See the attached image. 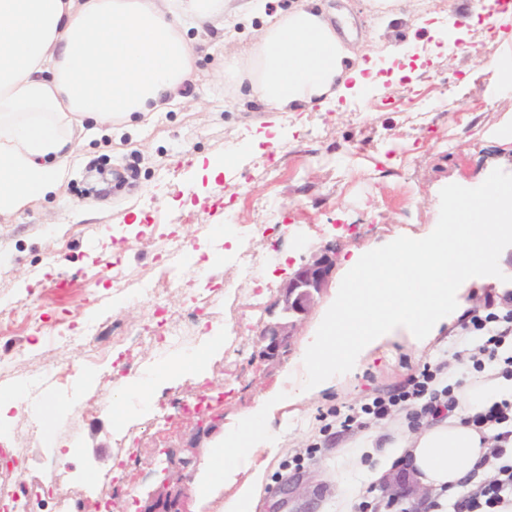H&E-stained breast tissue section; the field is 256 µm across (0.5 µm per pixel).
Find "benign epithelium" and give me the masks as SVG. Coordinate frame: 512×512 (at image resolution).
I'll return each instance as SVG.
<instances>
[{
  "instance_id": "obj_1",
  "label": "benign epithelium",
  "mask_w": 512,
  "mask_h": 512,
  "mask_svg": "<svg viewBox=\"0 0 512 512\" xmlns=\"http://www.w3.org/2000/svg\"><path fill=\"white\" fill-rule=\"evenodd\" d=\"M336 252L330 247L317 250L310 260L301 264L289 276L281 289L278 299L280 306L279 318L269 323L260 332L263 349L259 358L264 362L278 359L286 352L290 338L303 317L309 312L321 292L327 288L334 266ZM412 494L419 496L420 503L428 500L429 493L419 489L409 475L403 476L402 490L387 491L386 507L395 506L403 497Z\"/></svg>"
}]
</instances>
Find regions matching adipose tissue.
Wrapping results in <instances>:
<instances>
[{
	"label": "adipose tissue",
	"mask_w": 512,
	"mask_h": 512,
	"mask_svg": "<svg viewBox=\"0 0 512 512\" xmlns=\"http://www.w3.org/2000/svg\"><path fill=\"white\" fill-rule=\"evenodd\" d=\"M226 8V0H0V217L57 194L78 146L178 103L195 69L189 28L223 19ZM347 55L325 14L304 4L270 23L250 49V66L229 68L225 80L248 87L272 112L322 105L346 81L363 84L360 70L345 71ZM223 345V337H209L158 378L128 380L112 393L113 418L123 416L130 396L152 404L163 379H204L207 359ZM509 395L512 379L467 386L449 416L386 443L380 473L404 461L421 486L446 493L470 472L487 475L492 432L472 418ZM273 437L263 416L245 418L223 447L210 449L196 495L222 487L240 460Z\"/></svg>",
	"instance_id": "ef3b65f1"
}]
</instances>
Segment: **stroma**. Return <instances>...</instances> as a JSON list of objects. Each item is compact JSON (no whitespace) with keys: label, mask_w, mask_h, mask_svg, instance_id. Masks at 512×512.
<instances>
[{"label":"stroma","mask_w":512,"mask_h":512,"mask_svg":"<svg viewBox=\"0 0 512 512\" xmlns=\"http://www.w3.org/2000/svg\"><path fill=\"white\" fill-rule=\"evenodd\" d=\"M300 2L265 0L229 33L204 23L192 34L190 99L121 136L83 144L58 196L19 217H0V306L16 302L70 329L69 337L50 339L17 322L0 325V388L24 390L0 425V449L14 458L0 464V507L11 494L38 489L44 512H74L91 491L135 504L137 512L162 500L175 501L177 512H219L223 493L199 498L192 483L208 450L220 447L265 395L277 399L271 413L279 434L254 454L266 465L256 512H336L341 500L387 512L375 477L380 449H360L353 467L341 448L375 429L405 427L406 408L363 428L326 433L319 415L332 405L360 406L427 362L447 361L449 375L459 376L465 316L483 312L487 296L504 295L512 247L500 255L501 277L462 284L460 306L423 346L386 340L316 392L302 389L303 352L337 296L343 258L428 233L444 186L477 187L496 168L512 173V137L498 134L512 125V82L501 78L512 64V20L495 24L474 0H326L329 21L351 51L345 69L369 61L376 75L366 85L347 84L325 108L298 103L271 116L246 90L226 83L224 64L247 66L269 19ZM270 116L281 141L260 154L253 129ZM180 155H233L238 165L213 178L183 168ZM65 199L74 209L62 207ZM217 224L238 239L256 225L267 231L252 235L247 250L229 251L225 236L213 231ZM175 242L223 262L208 271L182 262L172 253ZM326 245L338 257L328 287L287 351L260 362L259 334L279 315L283 283ZM246 257L256 264L251 278L239 272ZM65 274L73 277L67 291L47 289L48 280ZM154 284L162 285L161 298L147 295ZM162 316L188 322L181 344L164 350L158 340L141 341L129 354L128 374L150 377L202 346L199 321L223 333V348L206 365L212 389L224 394L209 435L198 436L195 418L180 415L199 393L188 376L165 382L155 405L130 397L119 423L101 404L126 373L115 362L91 360L86 332L112 336ZM17 347L23 358H14ZM66 365L72 373L63 384L56 375ZM160 405L176 417L166 431L157 422ZM313 446L318 453L310 460ZM127 452L136 462L120 486L111 478L112 460ZM281 475L300 491L277 493Z\"/></svg>","instance_id":"35a3bbf8"}]
</instances>
